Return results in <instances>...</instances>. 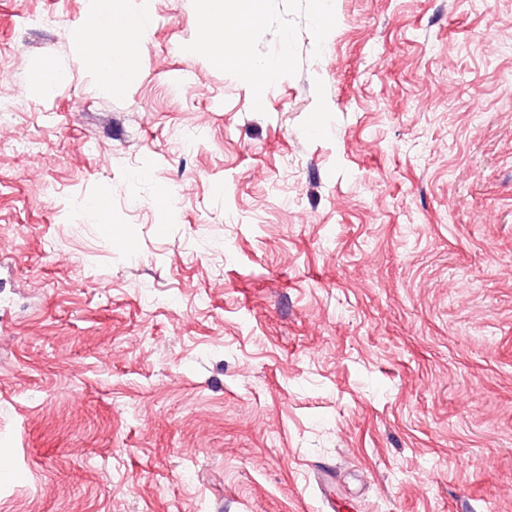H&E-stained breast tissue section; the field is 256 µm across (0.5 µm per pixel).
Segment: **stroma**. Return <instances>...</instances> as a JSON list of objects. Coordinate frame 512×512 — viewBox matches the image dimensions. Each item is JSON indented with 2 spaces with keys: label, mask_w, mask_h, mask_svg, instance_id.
<instances>
[{
  "label": "stroma",
  "mask_w": 512,
  "mask_h": 512,
  "mask_svg": "<svg viewBox=\"0 0 512 512\" xmlns=\"http://www.w3.org/2000/svg\"><path fill=\"white\" fill-rule=\"evenodd\" d=\"M127 5L0 0V512H512V0ZM94 2L90 10L91 22L88 25L91 37H86L84 41L85 54L88 61L103 74L107 87L115 89L121 84L122 69L133 57L121 53L120 68L114 62L116 53L112 56L107 54L105 47L119 44L127 32H137L139 37H142V21L139 15L127 11L118 1L94 0ZM139 37L131 35L118 47L122 51L133 52L138 45ZM209 23L204 31L206 42H202L208 55L222 62L228 55L238 58L236 71L252 76L262 73L266 81H271L279 72L276 61L260 63L248 52V43L253 29L252 2L249 0H207ZM230 3L235 4V24L224 26V14Z\"/></svg>",
  "instance_id": "stroma-1"
}]
</instances>
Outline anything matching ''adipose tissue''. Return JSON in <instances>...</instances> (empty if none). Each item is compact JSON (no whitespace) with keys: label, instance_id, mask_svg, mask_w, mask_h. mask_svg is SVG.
Returning <instances> with one entry per match:
<instances>
[{"label":"adipose tissue","instance_id":"1","mask_svg":"<svg viewBox=\"0 0 512 512\" xmlns=\"http://www.w3.org/2000/svg\"><path fill=\"white\" fill-rule=\"evenodd\" d=\"M207 15L204 47L208 55L220 59L236 56L238 72L249 76L260 73L270 80L278 74V62H257L248 51L253 29L251 0H207ZM90 16L91 36L84 41L86 57L103 74L107 87L117 88L121 84L122 68L130 58L125 54L113 58L105 48L119 44L126 33L141 32V18L124 9L118 0H94Z\"/></svg>","mask_w":512,"mask_h":512}]
</instances>
